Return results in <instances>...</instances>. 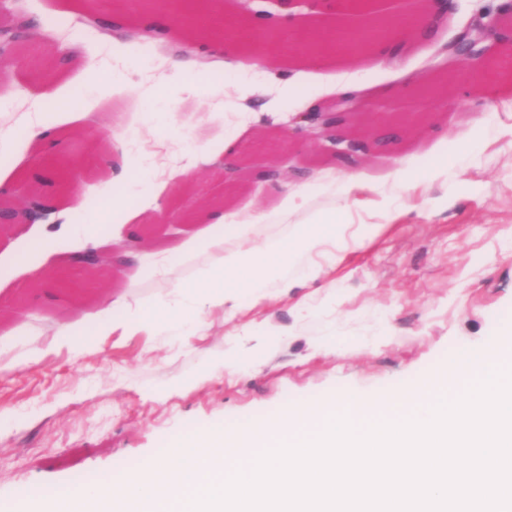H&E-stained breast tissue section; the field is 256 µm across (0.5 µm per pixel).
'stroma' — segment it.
<instances>
[{"instance_id":"stroma-1","label":"stroma","mask_w":512,"mask_h":512,"mask_svg":"<svg viewBox=\"0 0 512 512\" xmlns=\"http://www.w3.org/2000/svg\"><path fill=\"white\" fill-rule=\"evenodd\" d=\"M292 9L301 30L332 35L352 24L327 0H297ZM467 18L455 15L426 39L413 31L399 63L382 62L378 43L352 67L332 57L287 64L281 44L233 40L215 67L195 48L192 29L175 39L132 25L117 37L70 16L19 44L20 63L0 69V97L9 99L0 107V181L15 202L30 190L58 200L66 189L45 187L44 161L69 160L82 208L69 214L67 232L46 222L0 228V267L14 271L0 282V512H15L31 487L49 495L143 466L186 431L263 423L299 403L318 407L341 389L385 398L438 370L450 353L496 341L499 326L512 323V41L493 45L500 67L490 80L460 73L440 49ZM134 37L144 46L135 63L127 56ZM74 39L81 57L111 77L108 90L83 87L78 70L60 65ZM186 56L200 61L206 99L161 92L172 62ZM351 72L361 94L392 95L409 110L355 120L362 135L383 126L387 151L339 166L297 135L292 170L274 182L257 179L276 163L271 143L298 107L293 99L274 104L286 82L325 103ZM420 80L440 83L441 93L416 100ZM43 92L72 95L82 113L40 106ZM171 122L179 136L167 134ZM34 125L45 134L41 155L27 140ZM464 133L470 141L461 149ZM440 145L448 165L437 175L413 186L397 179L400 166ZM122 165L165 210H193L197 219L157 228L152 207L130 220L114 211L106 241L141 239L139 264L109 276L80 270L78 287L48 288L88 247L84 224L107 204L110 173ZM354 177L358 186L347 189ZM292 188L296 207L280 211ZM340 209L351 233L326 238L301 260L318 269L316 278L301 275L286 288L270 280L232 310L201 308L186 295L218 258L195 250L196 238L246 249ZM217 215L224 223H214ZM49 233L53 253L32 251ZM157 302L175 311L170 326L117 329L75 348L55 342L61 324L107 310L132 321Z\"/></svg>"}]
</instances>
